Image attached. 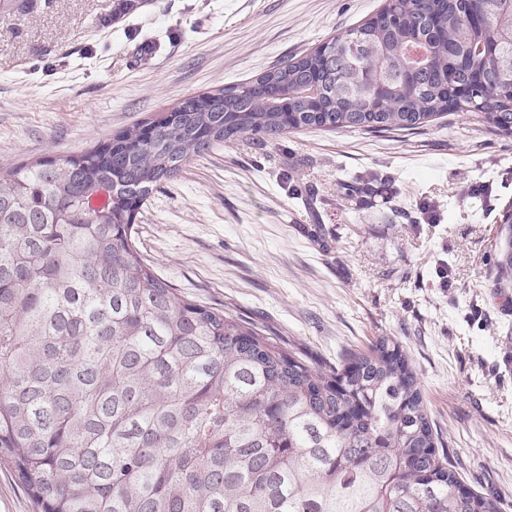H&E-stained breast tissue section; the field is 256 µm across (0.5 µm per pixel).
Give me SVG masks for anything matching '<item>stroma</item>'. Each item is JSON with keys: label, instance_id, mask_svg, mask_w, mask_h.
Returning a JSON list of instances; mask_svg holds the SVG:
<instances>
[{"label": "stroma", "instance_id": "stroma-1", "mask_svg": "<svg viewBox=\"0 0 512 512\" xmlns=\"http://www.w3.org/2000/svg\"><path fill=\"white\" fill-rule=\"evenodd\" d=\"M384 0H36L0 21V168L79 154L186 98L255 79ZM372 178L369 194L337 191ZM512 135L467 115L417 133L304 130L211 149L134 212L188 299L335 360L398 343L464 486L512 501V312L492 286ZM332 230L327 243L314 225Z\"/></svg>", "mask_w": 512, "mask_h": 512}]
</instances>
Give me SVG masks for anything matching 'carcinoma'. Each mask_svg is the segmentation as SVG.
<instances>
[{"mask_svg":"<svg viewBox=\"0 0 512 512\" xmlns=\"http://www.w3.org/2000/svg\"><path fill=\"white\" fill-rule=\"evenodd\" d=\"M35 0H0L20 18ZM251 83L77 155L0 171V462L38 512H508L462 486L388 337L294 357L144 263L135 208L221 143L411 132L454 113L512 135L507 0H386ZM473 94L448 105V82ZM493 287L512 288V236ZM414 457L402 472L399 460Z\"/></svg>","mask_w":512,"mask_h":512,"instance_id":"cac0c4a2","label":"carcinoma"}]
</instances>
